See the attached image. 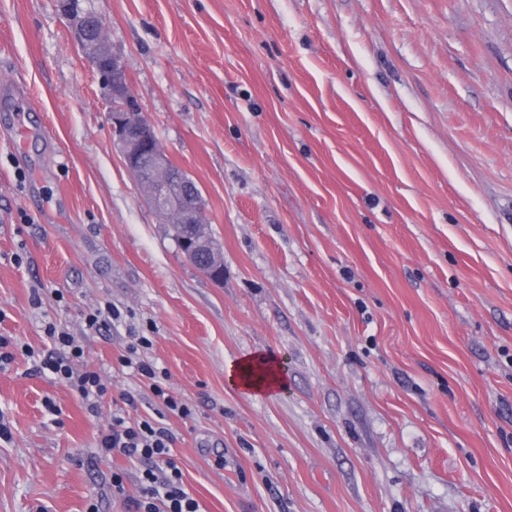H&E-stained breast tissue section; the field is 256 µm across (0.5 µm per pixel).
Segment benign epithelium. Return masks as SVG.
<instances>
[{"mask_svg":"<svg viewBox=\"0 0 512 512\" xmlns=\"http://www.w3.org/2000/svg\"><path fill=\"white\" fill-rule=\"evenodd\" d=\"M58 9L68 20L83 59L105 85L114 145L126 169L134 175L152 208L181 226L185 258L210 280H223L224 265L217 262L216 249L204 232L197 192L169 167L155 128L131 90L125 61L111 50L103 19L97 14L88 16L70 0H58Z\"/></svg>","mask_w":512,"mask_h":512,"instance_id":"benign-epithelium-1","label":"benign epithelium"}]
</instances>
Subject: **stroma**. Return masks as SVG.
Masks as SVG:
<instances>
[{
    "label": "stroma",
    "mask_w": 512,
    "mask_h": 512,
    "mask_svg": "<svg viewBox=\"0 0 512 512\" xmlns=\"http://www.w3.org/2000/svg\"><path fill=\"white\" fill-rule=\"evenodd\" d=\"M86 3L224 279L125 168L56 0H0V512L138 489L141 464L96 454L111 405L36 374L50 322L149 418L117 357L151 337L193 409L163 424L200 512H512V0ZM105 302L122 322L86 330ZM257 354L284 390L229 384Z\"/></svg>",
    "instance_id": "35a3bbf8"
}]
</instances>
